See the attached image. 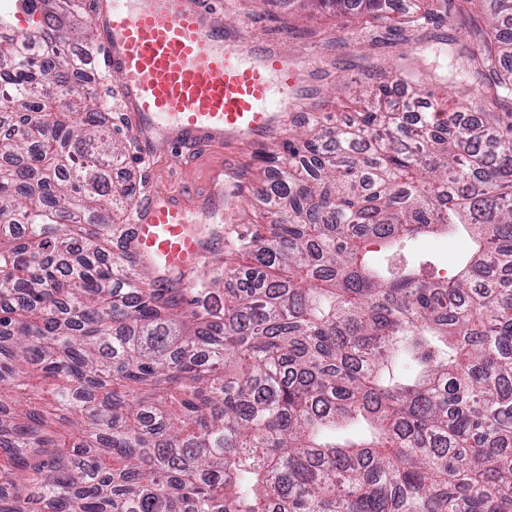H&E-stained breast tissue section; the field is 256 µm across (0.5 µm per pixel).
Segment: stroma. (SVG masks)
Segmentation results:
<instances>
[{
	"instance_id": "35a3bbf8",
	"label": "stroma",
	"mask_w": 512,
	"mask_h": 512,
	"mask_svg": "<svg viewBox=\"0 0 512 512\" xmlns=\"http://www.w3.org/2000/svg\"><path fill=\"white\" fill-rule=\"evenodd\" d=\"M217 7L228 31L249 43L273 44L306 64L312 75L298 91L300 105L324 109L338 118L361 110L356 90L380 75L415 66L418 55L443 50L451 41L476 46V30L484 24L474 9H462L461 0H449L447 18L426 22L414 32L401 30L392 21L365 29L355 19L308 8L285 14L261 0H218ZM277 147L274 141L206 146L180 167L160 158L146 163L141 148L135 147L123 163L114 166L112 178L136 196L153 186L200 193L210 171L220 166L225 177L247 188L259 178L260 156ZM468 247V239L457 233L424 235L410 243L408 256L434 259L440 268L452 271Z\"/></svg>"
}]
</instances>
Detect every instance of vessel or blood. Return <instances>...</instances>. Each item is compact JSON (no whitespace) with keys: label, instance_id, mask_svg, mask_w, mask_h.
Segmentation results:
<instances>
[{"label":"vessel or blood","instance_id":"1","mask_svg":"<svg viewBox=\"0 0 512 512\" xmlns=\"http://www.w3.org/2000/svg\"><path fill=\"white\" fill-rule=\"evenodd\" d=\"M104 71L117 73L124 117L146 157L180 166L185 146L261 143L288 119V93L305 70L267 45L227 36L213 0H88ZM222 171L202 199L151 188L127 226L143 260L193 273L209 254L195 221L220 224L233 211Z\"/></svg>","mask_w":512,"mask_h":512}]
</instances>
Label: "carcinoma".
Listing matches in <instances>:
<instances>
[{
    "mask_svg": "<svg viewBox=\"0 0 512 512\" xmlns=\"http://www.w3.org/2000/svg\"><path fill=\"white\" fill-rule=\"evenodd\" d=\"M368 20L389 0H261ZM0 43V512H512V110L476 123L432 83L512 105V0L446 70L386 75L361 112L261 158L268 223L224 225V262L151 275L104 201L127 145L78 82L51 0ZM401 12L418 27L448 6ZM428 105L403 124L395 83ZM72 97V118L45 83ZM464 229L448 278L374 264Z\"/></svg>",
    "mask_w": 512,
    "mask_h": 512,
    "instance_id": "carcinoma-1",
    "label": "carcinoma"
}]
</instances>
